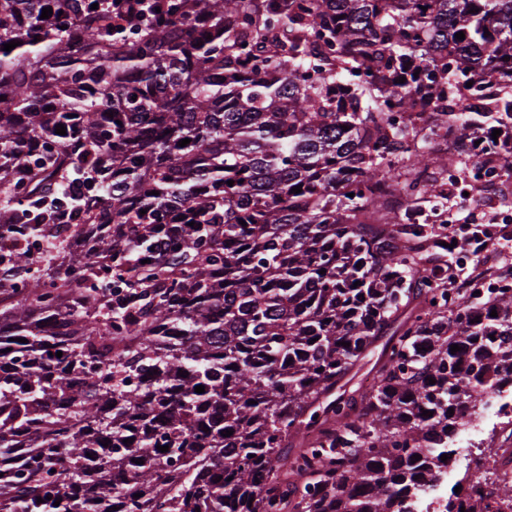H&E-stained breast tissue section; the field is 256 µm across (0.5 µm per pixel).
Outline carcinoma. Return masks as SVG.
Returning <instances> with one entry per match:
<instances>
[{"label": "carcinoma", "mask_w": 512, "mask_h": 512, "mask_svg": "<svg viewBox=\"0 0 512 512\" xmlns=\"http://www.w3.org/2000/svg\"><path fill=\"white\" fill-rule=\"evenodd\" d=\"M469 81L433 120L512 135V0H0V238L72 227L0 254V512H404L512 369V293L397 222L482 167L412 148Z\"/></svg>", "instance_id": "obj_1"}]
</instances>
